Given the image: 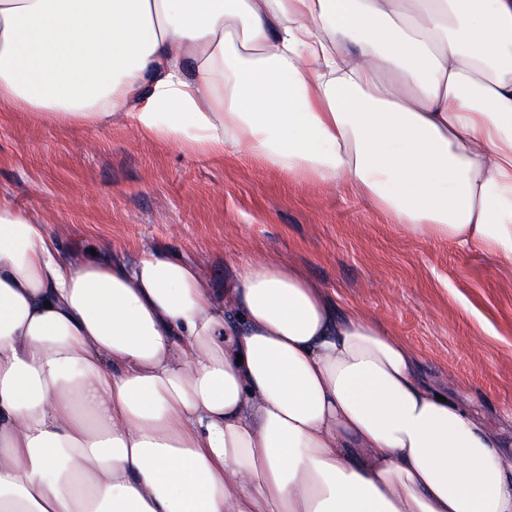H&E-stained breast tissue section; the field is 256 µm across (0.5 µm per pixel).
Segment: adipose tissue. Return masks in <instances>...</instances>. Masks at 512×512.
I'll return each mask as SVG.
<instances>
[{
  "label": "adipose tissue",
  "instance_id": "obj_1",
  "mask_svg": "<svg viewBox=\"0 0 512 512\" xmlns=\"http://www.w3.org/2000/svg\"><path fill=\"white\" fill-rule=\"evenodd\" d=\"M0 103L512 264V0H0ZM417 367L280 258L218 290L0 200V512H512V452Z\"/></svg>",
  "mask_w": 512,
  "mask_h": 512
}]
</instances>
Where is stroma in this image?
Segmentation results:
<instances>
[{
  "label": "stroma",
  "mask_w": 512,
  "mask_h": 512,
  "mask_svg": "<svg viewBox=\"0 0 512 512\" xmlns=\"http://www.w3.org/2000/svg\"><path fill=\"white\" fill-rule=\"evenodd\" d=\"M0 198L39 210L63 250L175 252L212 287L273 255L405 339L422 378L512 448V264L393 224L348 186L295 184L243 152L213 160L125 120L60 127L0 103Z\"/></svg>",
  "instance_id": "obj_1"
}]
</instances>
